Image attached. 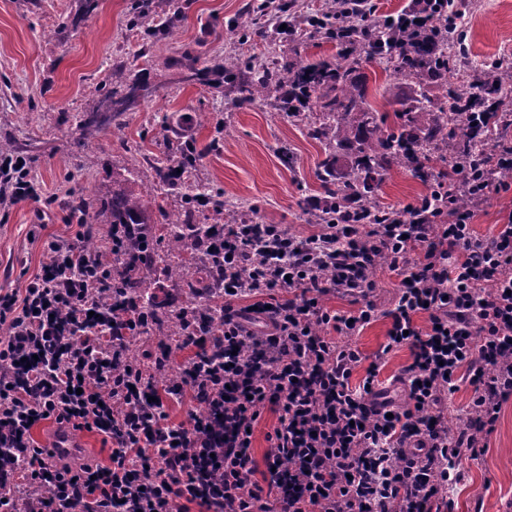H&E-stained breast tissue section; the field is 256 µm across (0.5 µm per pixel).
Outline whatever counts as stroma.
Here are the masks:
<instances>
[{"instance_id": "stroma-1", "label": "stroma", "mask_w": 512, "mask_h": 512, "mask_svg": "<svg viewBox=\"0 0 512 512\" xmlns=\"http://www.w3.org/2000/svg\"><path fill=\"white\" fill-rule=\"evenodd\" d=\"M142 0H0V142L31 163L44 196L38 203L0 205V287L25 288L46 261L45 243L69 235L68 208L87 194L106 195L112 174L135 166L151 182L158 160L171 155L182 121L207 156L188 176L217 200L243 202L245 222L282 224L295 236L314 232L303 206L323 197L325 158L307 121L265 104H243L224 81L232 55L258 56L267 65L339 61L331 39L311 33L307 17L322 0H285L298 16L295 31L270 42L271 22L256 0H190L173 15L169 36L141 56L132 28ZM456 26L468 49L466 66L448 73L455 83L481 75L492 58L512 56V0H463ZM363 106L397 124L414 89L378 61L359 63ZM116 74L118 93L146 82L150 96L97 135L81 122L100 101V81ZM426 190L408 168L392 167L375 193L379 206L411 201ZM451 490L454 512H512V402L502 411L489 448L462 460Z\"/></svg>"}]
</instances>
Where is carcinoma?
I'll return each instance as SVG.
<instances>
[{
    "instance_id": "cac0c4a2",
    "label": "carcinoma",
    "mask_w": 512,
    "mask_h": 512,
    "mask_svg": "<svg viewBox=\"0 0 512 512\" xmlns=\"http://www.w3.org/2000/svg\"><path fill=\"white\" fill-rule=\"evenodd\" d=\"M175 7V0H148L143 20L153 24L145 31L149 38L171 33L168 25L154 24L167 16ZM448 16L435 21V29L429 33L439 52L429 56L392 61L401 48L409 44L410 32L389 19L373 24L369 36L360 39L355 31L339 29L329 31L330 38L340 46L345 63L323 60L303 67L287 66L281 70H269L253 59L239 58L224 66V78L234 84L239 100L255 103L265 98L269 87H275L278 95L275 106L292 116H305L316 108L318 121L314 122L311 136L325 149L333 150L350 145L355 152L356 176L334 189L338 198L359 202L362 215L377 209L373 201L383 173L394 164H403L430 175L434 171L432 161L448 151V141L456 140L460 151L485 154L489 151L490 138L483 133H469L470 115L457 108V102L476 91L473 83L454 86L448 84ZM361 57L388 63L394 74L406 79L422 76L441 90L436 100L420 93L413 100L409 111L402 113L401 122L382 128L377 113L362 107L357 94L356 67L353 60ZM200 160L191 147H182L176 157L167 159L157 167L163 173L175 164L189 173ZM138 180L131 171L112 176V191L105 198L84 195L80 199L79 214L87 224H150L148 206L143 195L135 191ZM206 224H187L182 215H173L165 224L166 232L156 234L147 229L133 241L125 256L135 263L134 274L129 282L135 301L152 310L150 329L167 336L180 335L178 320L171 313H159L155 296L151 291L157 274L184 283L192 291L195 300L191 307L198 313V321L213 330L221 327L217 314L218 305L206 293L211 281L207 265L200 262L193 250L194 243L206 232ZM87 251L115 260L111 246L99 233L90 235Z\"/></svg>"
}]
</instances>
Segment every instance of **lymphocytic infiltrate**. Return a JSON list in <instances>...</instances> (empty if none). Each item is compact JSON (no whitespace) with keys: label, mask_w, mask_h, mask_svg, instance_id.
<instances>
[{"label":"lymphocytic infiltrate","mask_w":512,"mask_h":512,"mask_svg":"<svg viewBox=\"0 0 512 512\" xmlns=\"http://www.w3.org/2000/svg\"><path fill=\"white\" fill-rule=\"evenodd\" d=\"M471 106L499 133L494 153L449 165L380 222L306 237L219 224L197 242L224 272V323L216 333L177 308L184 335L150 356L178 362L171 385L131 354L149 314L131 303L121 268L101 271L83 233L49 241L25 290L0 289V512H185L192 502L207 512H452L461 459L484 455L512 401V211L496 233L473 227L490 195L512 194L496 179L512 166V110L487 83ZM0 192L13 205L40 201L24 157L0 154ZM380 259L397 279L384 311L370 298ZM331 293L352 311L327 307ZM381 314L386 351L412 355L400 400L377 379L383 354L350 384L363 360L351 339ZM463 378L468 422L452 432L442 404ZM170 399L196 409L172 422ZM267 410L277 424L259 483L251 431ZM45 421L97 433L108 463L61 462L34 445Z\"/></svg>","instance_id":"1"}]
</instances>
